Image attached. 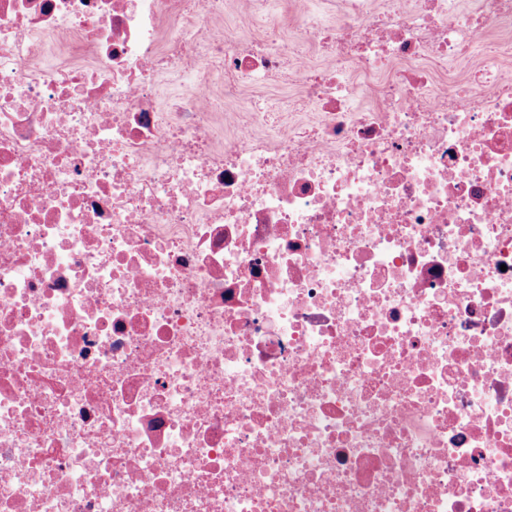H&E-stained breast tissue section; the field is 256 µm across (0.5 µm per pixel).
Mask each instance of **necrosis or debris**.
Listing matches in <instances>:
<instances>
[{
  "label": "necrosis or debris",
  "instance_id": "1",
  "mask_svg": "<svg viewBox=\"0 0 512 512\" xmlns=\"http://www.w3.org/2000/svg\"><path fill=\"white\" fill-rule=\"evenodd\" d=\"M228 3L0 0V512H512V0ZM276 1L268 20L263 25L249 24L237 13L224 14V29L235 38L263 37L267 28L284 37L292 38L298 18L304 11L318 14L325 21L336 18L333 1L336 0H274ZM259 26V27H258ZM298 91L296 84L287 79L271 81L265 85L251 88L246 95H262L272 99L294 96Z\"/></svg>",
  "mask_w": 512,
  "mask_h": 512
}]
</instances>
